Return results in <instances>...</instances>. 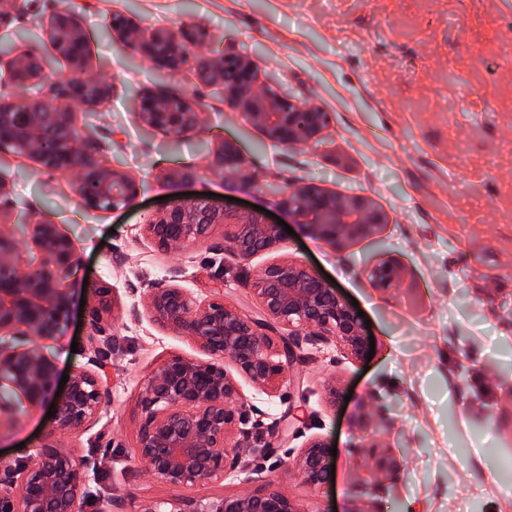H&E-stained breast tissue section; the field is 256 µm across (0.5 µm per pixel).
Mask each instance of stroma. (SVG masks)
Listing matches in <instances>:
<instances>
[{
  "instance_id": "35a3bbf8",
  "label": "stroma",
  "mask_w": 512,
  "mask_h": 512,
  "mask_svg": "<svg viewBox=\"0 0 512 512\" xmlns=\"http://www.w3.org/2000/svg\"><path fill=\"white\" fill-rule=\"evenodd\" d=\"M75 9L89 34L87 73L111 83L97 107L75 105L82 132L104 146L107 164L139 186L137 198L113 211L83 207L73 175L49 172L0 150V180L9 190L8 220L23 265L38 258L28 229L58 225L78 258L71 314L60 336L43 340L58 374L85 366L88 322L101 289L117 304L109 334L123 341L112 367L109 433L69 438L86 462L87 494L79 512H106L108 493L161 505L172 492L145 466L129 464L142 422L144 382L173 354L197 349L147 316L143 301L156 285L176 284L205 299L223 275L224 299L258 314L245 282L268 262L288 258L331 276L342 297H354L375 339L372 359H352L334 344H300L290 380L269 391L242 382L246 413L233 439H244V462L224 480L188 489L215 497L279 490L302 512H512V0H34L0 25V48L51 59L38 98L70 69L48 35L54 11ZM145 33L189 23L211 35L207 54L250 57L261 82L332 114L314 148H282L232 111L221 87L198 89L192 65L176 75L130 55L108 27L113 14ZM201 93L199 128L144 130L132 100L147 93ZM235 139L251 185L208 170L206 158ZM192 168L195 180L161 179ZM313 182L345 195H366L388 222L376 238L333 250L303 231L249 260L218 254L223 227L210 245L159 250L142 228L176 192L224 195L226 209L275 211L278 188ZM403 268L390 289L374 287L371 267ZM336 386L328 396L326 382ZM47 406L0 417V464L26 459L53 429ZM370 424H363V415ZM313 437L337 448L333 480L313 489L287 467ZM389 448L400 469L367 482L360 441Z\"/></svg>"
}]
</instances>
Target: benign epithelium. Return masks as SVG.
I'll use <instances>...</instances> for the list:
<instances>
[{
  "instance_id": "7a95c632",
  "label": "benign epithelium",
  "mask_w": 512,
  "mask_h": 512,
  "mask_svg": "<svg viewBox=\"0 0 512 512\" xmlns=\"http://www.w3.org/2000/svg\"><path fill=\"white\" fill-rule=\"evenodd\" d=\"M112 30L126 50L152 62L167 74L187 63L191 48L210 40L209 33L191 25L158 29L145 34L131 19L112 15ZM49 37L55 53L64 59L71 76L48 87L57 100L94 107L107 99L111 86L86 76L88 34L74 12L57 11L49 19ZM196 79L203 86H219L229 106L250 125L262 130L273 144L288 148L315 146L329 128L332 116L315 101H298L270 84L259 88L253 61L226 52L194 59ZM47 61L30 51L11 58V80L27 83L42 79ZM141 122L150 129L176 133L195 130L201 113L185 96L142 95L135 102ZM0 149L35 160L50 172H75L74 190L81 204L92 210H115L129 205L138 184L124 170L99 158L94 137L82 133L73 112L39 99L0 100ZM245 159L232 140L224 141L206 159L208 170L242 175ZM277 206L312 238L341 251L349 244L375 237L385 213L367 196H346L315 183L279 190ZM224 225L228 252L239 260L277 248L280 226L258 213L229 212L207 197H183L153 214L144 224L146 236L163 251L201 247L214 228ZM29 238L40 254L39 271L22 266L18 244L0 233V334L22 337L18 346L0 345V387H9L27 404L55 405L54 428L35 449L30 462L0 467V512H76L86 491L84 459L66 448L60 438L82 434L101 418L111 402L112 357L122 351L121 339L107 334L101 313L110 310L109 290L102 289L89 322L93 355L88 366L76 369L64 393L54 395L56 366L39 340L52 338L67 322L71 310L69 274L75 253L57 225L33 224ZM402 270L382 264L370 271L375 287L388 289ZM247 287L262 307L251 317L224 302V283L215 280L204 301L177 284L149 291L145 309L160 328L190 340L201 356L173 354L157 365L145 380L140 396L143 422L127 458L146 465L151 476L174 491L168 512H301L277 490L248 494L187 498L181 491L221 481L242 460L240 445L226 447L236 414L247 406L236 376L265 391L293 374L301 333L307 329L344 354L360 359L370 350L358 311L334 289L295 261H275L261 267ZM288 328V333L280 332ZM374 464L368 480L395 472L399 464L384 448L372 443ZM322 440L310 439L288 470L313 489L328 480Z\"/></svg>"
}]
</instances>
